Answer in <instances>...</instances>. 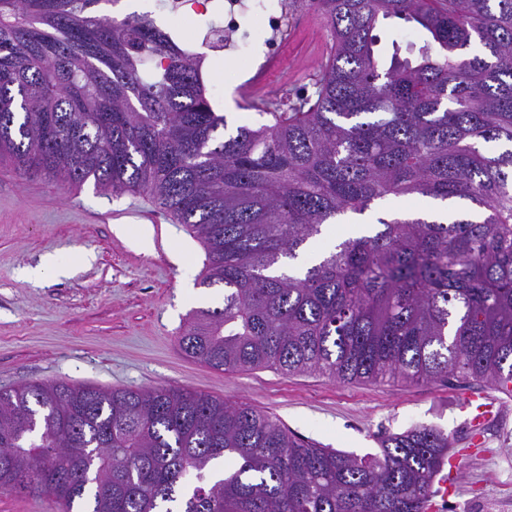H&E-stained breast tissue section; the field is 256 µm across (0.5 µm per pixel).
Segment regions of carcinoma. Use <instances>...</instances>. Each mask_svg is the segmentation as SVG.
<instances>
[{"instance_id": "obj_1", "label": "carcinoma", "mask_w": 512, "mask_h": 512, "mask_svg": "<svg viewBox=\"0 0 512 512\" xmlns=\"http://www.w3.org/2000/svg\"><path fill=\"white\" fill-rule=\"evenodd\" d=\"M116 0H0V163L24 179L148 194L206 252L178 343L213 368L350 383L512 380V0H313L330 35L311 96L229 137L205 55ZM415 24L384 66L373 31ZM489 143L506 146L500 152ZM461 200L444 224L378 219L290 262L387 197ZM358 457L251 406L159 386L0 389V491L61 512H427L442 431ZM355 215L347 214L340 216L336 219V224H333L332 229L306 245L300 252V256L294 264L298 267L308 266L318 261L319 257L324 253L330 251L339 238L346 237L348 230L357 224H351L350 221Z\"/></svg>"}]
</instances>
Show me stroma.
Instances as JSON below:
<instances>
[{
	"label": "stroma",
	"mask_w": 512,
	"mask_h": 512,
	"mask_svg": "<svg viewBox=\"0 0 512 512\" xmlns=\"http://www.w3.org/2000/svg\"><path fill=\"white\" fill-rule=\"evenodd\" d=\"M161 26L200 50L206 21L220 20V0L169 8L145 0ZM242 51L208 54L204 73L227 133L264 118L253 96L282 100L312 91L327 34L313 9L290 18L281 64L259 91L247 82L269 33L247 18ZM376 55L407 57L419 44L413 23L390 18L375 30ZM205 250L185 225L140 193H97L92 184L62 187L24 180L0 165V388L64 381L102 389H191L258 408L298 436L358 456L378 439L424 425L447 434L451 448L432 485L439 512H467L488 499L512 512V395L456 377L429 383H339L319 373L274 369L236 372L187 357L178 336L191 312L223 303L218 288H197ZM489 395L500 412L472 442L464 399Z\"/></svg>",
	"instance_id": "stroma-1"
}]
</instances>
